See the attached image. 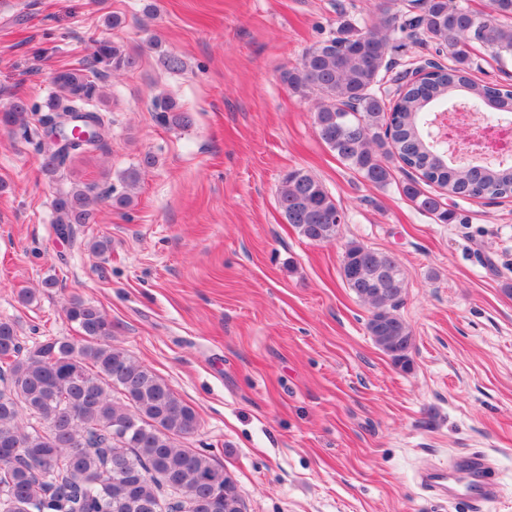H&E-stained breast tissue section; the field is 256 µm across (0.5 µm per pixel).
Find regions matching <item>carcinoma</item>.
<instances>
[{
	"label": "carcinoma",
	"instance_id": "carcinoma-1",
	"mask_svg": "<svg viewBox=\"0 0 512 512\" xmlns=\"http://www.w3.org/2000/svg\"><path fill=\"white\" fill-rule=\"evenodd\" d=\"M420 13L392 11L383 0L381 17L357 27L343 24L336 36L310 48L302 61L281 73L288 88L318 96L313 125L318 137L344 164L374 186L393 175V162L420 173L402 187L422 211L446 224L451 212L442 198L425 190L435 185L448 199L512 198V159L493 164L456 165L429 134L430 117L458 104L497 123L512 112V89L472 78L475 47L499 61L512 60V0H490L474 12L457 0H419ZM448 51L451 65L425 75L396 100L379 86L393 69L387 59L395 32ZM136 59L109 39L93 41L77 68L55 72L61 94L47 104L42 123L67 114L105 119L92 100L99 82L133 68ZM31 108L18 99L0 111V125L25 129ZM164 121L185 126L189 112L169 102ZM103 147V133L58 156L41 153L43 167L57 173L81 154ZM137 173L121 178L112 206L134 202ZM98 197L79 185L54 201L58 230L75 239L92 223ZM279 207L286 223L312 243L339 235L343 212L323 184L293 169L284 174ZM342 279L371 307L366 329L392 361L410 364L412 331L397 313L406 294L397 258L359 242L341 253ZM64 312L81 336L47 337L27 347L17 322L0 319V512H163L185 498L192 512H245L237 481L204 448L186 444L199 427L195 410L149 367L112 343V323L94 303L72 297ZM123 425L122 433L112 427Z\"/></svg>",
	"mask_w": 512,
	"mask_h": 512
}]
</instances>
